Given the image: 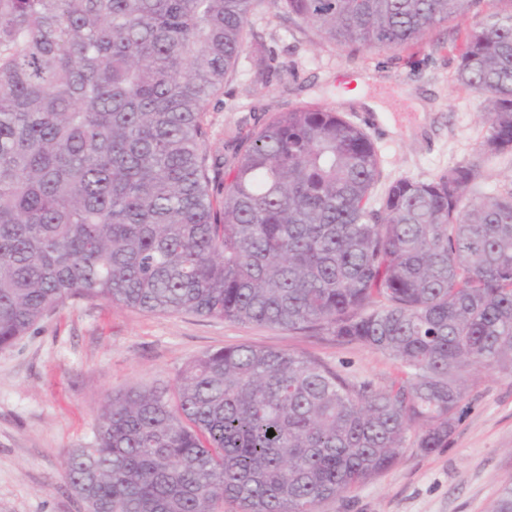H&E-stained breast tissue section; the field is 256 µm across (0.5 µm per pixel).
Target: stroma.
Here are the masks:
<instances>
[{
    "label": "stroma",
    "instance_id": "stroma-1",
    "mask_svg": "<svg viewBox=\"0 0 512 512\" xmlns=\"http://www.w3.org/2000/svg\"><path fill=\"white\" fill-rule=\"evenodd\" d=\"M469 25L440 24L399 53L354 52L256 0L248 44L208 104L210 151L223 153L230 135L273 113L328 105L371 138L382 171L376 194L400 178L432 180L476 158L487 135L478 100L456 80L452 39ZM261 48L274 58L259 83ZM368 98L381 111L366 107ZM239 344L310 355L377 387L399 372L387 354L317 332L75 301L0 350V512H85L65 462L91 438L104 401L132 388L173 387L198 354ZM462 381L463 415L447 447L403 449L386 473L321 512H491L512 483V374L472 371Z\"/></svg>",
    "mask_w": 512,
    "mask_h": 512
}]
</instances>
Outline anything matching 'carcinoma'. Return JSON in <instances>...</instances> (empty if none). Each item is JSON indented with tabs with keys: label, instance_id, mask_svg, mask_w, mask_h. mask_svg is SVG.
<instances>
[{
	"label": "carcinoma",
	"instance_id": "carcinoma-1",
	"mask_svg": "<svg viewBox=\"0 0 512 512\" xmlns=\"http://www.w3.org/2000/svg\"><path fill=\"white\" fill-rule=\"evenodd\" d=\"M341 46L398 51L471 16L457 81L480 154H512V0H274ZM253 0H0V350L76 300L315 329L393 357L378 388L302 355L206 351L101 406L66 462L86 512H320L403 448L448 445L461 372H512V179L480 158L373 205L369 135L277 112L224 154L211 96ZM275 435L268 436V430ZM481 174L480 183L472 190L473 194L493 189L512 175V155L500 154L484 157L481 161Z\"/></svg>",
	"mask_w": 512,
	"mask_h": 512
}]
</instances>
